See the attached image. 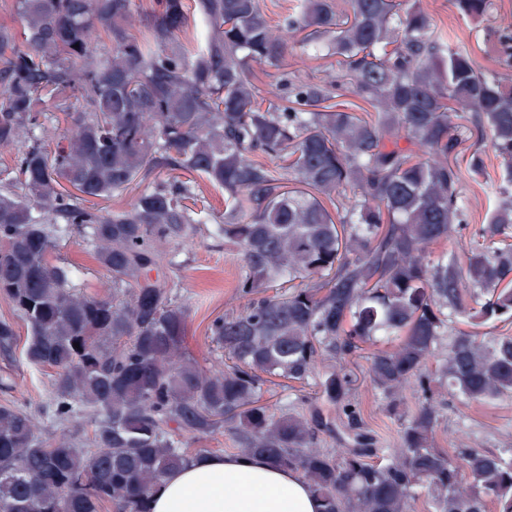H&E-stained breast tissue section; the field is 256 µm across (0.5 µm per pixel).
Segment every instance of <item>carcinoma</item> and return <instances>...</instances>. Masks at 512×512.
<instances>
[{
	"instance_id": "obj_1",
	"label": "carcinoma",
	"mask_w": 512,
	"mask_h": 512,
	"mask_svg": "<svg viewBox=\"0 0 512 512\" xmlns=\"http://www.w3.org/2000/svg\"><path fill=\"white\" fill-rule=\"evenodd\" d=\"M152 2L146 14L133 0H15L19 27L0 26V149L12 152L0 295L30 329L27 360L58 371L54 418H97L82 448L1 405L0 512H148V493L187 458L172 424L222 428L238 453L299 471L323 512H415L423 498L435 512H512V448L436 447L431 388L469 404L512 397V336L465 329L512 320V84L415 3L291 0L273 21L260 0ZM450 3L472 21L492 6ZM95 32L108 50L94 49ZM486 36L496 66L512 68V24ZM323 38L336 76L288 70L291 46ZM46 98L67 123L51 150L59 117L39 110ZM472 131L499 159L479 227L453 155ZM191 176L224 192L247 299L209 324L224 349L209 369L185 351L186 309L152 275L201 223ZM123 191L135 192L129 208L92 203ZM76 231L112 274V298L76 291L52 263ZM464 236V264L431 259ZM319 359L366 361L401 421L397 447L325 448L323 420L266 402V384L305 385ZM351 384L334 370L322 387L334 401ZM411 387L408 416L398 407Z\"/></svg>"
}]
</instances>
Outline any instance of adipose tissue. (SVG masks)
I'll return each instance as SVG.
<instances>
[{
  "label": "adipose tissue",
  "instance_id": "adipose-tissue-1",
  "mask_svg": "<svg viewBox=\"0 0 512 512\" xmlns=\"http://www.w3.org/2000/svg\"><path fill=\"white\" fill-rule=\"evenodd\" d=\"M149 512H321L298 471L265 458L196 453L148 497Z\"/></svg>",
  "mask_w": 512,
  "mask_h": 512
}]
</instances>
